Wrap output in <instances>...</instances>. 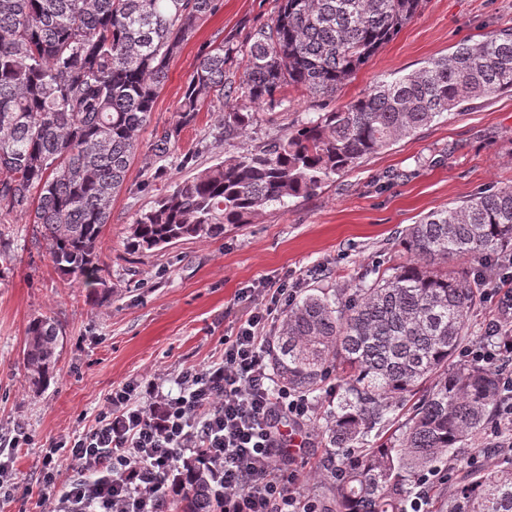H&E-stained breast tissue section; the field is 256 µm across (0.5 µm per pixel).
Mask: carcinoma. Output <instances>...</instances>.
Returning a JSON list of instances; mask_svg holds the SVG:
<instances>
[{
	"instance_id": "carcinoma-1",
	"label": "carcinoma",
	"mask_w": 512,
	"mask_h": 512,
	"mask_svg": "<svg viewBox=\"0 0 512 512\" xmlns=\"http://www.w3.org/2000/svg\"><path fill=\"white\" fill-rule=\"evenodd\" d=\"M423 0H281L245 42L220 40L197 57L179 120L155 131L157 159L182 128L218 103L225 133L245 134L252 109L287 89L330 97L419 12ZM221 0H0V203L28 218L49 260L95 306L112 298L99 244L112 198L126 183L169 66ZM243 55L241 76L231 71ZM512 91V28L495 30L418 71L378 82L253 151L198 170L159 194L129 225L143 253L180 239H215L270 205L310 196L336 175L460 109ZM409 261L345 293L313 288L288 307L266 366L280 386L339 399L320 413L326 440L317 512H512V461L474 465L448 489V460L501 431L500 369L461 365L482 276L512 251V186L433 211L399 233ZM481 269H442L448 259ZM60 328L30 320L29 383L49 385ZM410 403L393 426L397 403ZM387 434L375 448L371 432ZM174 512H220L208 476L165 497Z\"/></svg>"
}]
</instances>
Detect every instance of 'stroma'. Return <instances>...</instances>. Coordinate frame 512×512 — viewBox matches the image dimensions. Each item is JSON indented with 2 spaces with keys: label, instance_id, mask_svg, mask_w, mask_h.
Listing matches in <instances>:
<instances>
[{
  "label": "stroma",
  "instance_id": "1",
  "mask_svg": "<svg viewBox=\"0 0 512 512\" xmlns=\"http://www.w3.org/2000/svg\"><path fill=\"white\" fill-rule=\"evenodd\" d=\"M276 10V0H223L171 63L102 230L111 303L88 304L85 289L66 284L48 261L34 225L0 204V441L21 442L0 512H40L45 454L58 465L57 489L79 476L67 444L74 431L94 426L113 390L158 376L164 391L175 393L183 371L220 359L225 337L249 310L242 289H256L254 301L274 304L273 316L281 318L309 289L350 288L371 269L405 262L398 233L429 212L512 185V94L497 93L360 160L313 195L225 226L223 238L127 253L129 224L176 181L339 108L390 75L417 71L459 43L512 27V0H425L335 96L287 92L282 105L259 109L244 135L225 134L222 113L203 108L182 130L178 149L154 158V132L178 121L201 46L244 40ZM279 287L288 296L272 302ZM37 316L52 318L62 331L56 375L41 390L30 387L22 359L27 324Z\"/></svg>",
  "mask_w": 512,
  "mask_h": 512
}]
</instances>
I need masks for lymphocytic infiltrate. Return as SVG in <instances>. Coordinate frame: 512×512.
<instances>
[{"mask_svg":"<svg viewBox=\"0 0 512 512\" xmlns=\"http://www.w3.org/2000/svg\"><path fill=\"white\" fill-rule=\"evenodd\" d=\"M494 302L488 340L465 347L462 363L504 367L512 389V290L496 278L483 283ZM271 308L257 307L225 337L224 354L205 370L181 375L180 392H163L159 379L117 390L94 427L76 432L70 453L82 476L58 496H44L45 512H159L164 493L179 481L188 459L207 472L224 512H300L298 477L280 463L281 416L307 420L308 398L274 388L263 333Z\"/></svg>","mask_w":512,"mask_h":512,"instance_id":"f902f5d3","label":"lymphocytic infiltrate"}]
</instances>
